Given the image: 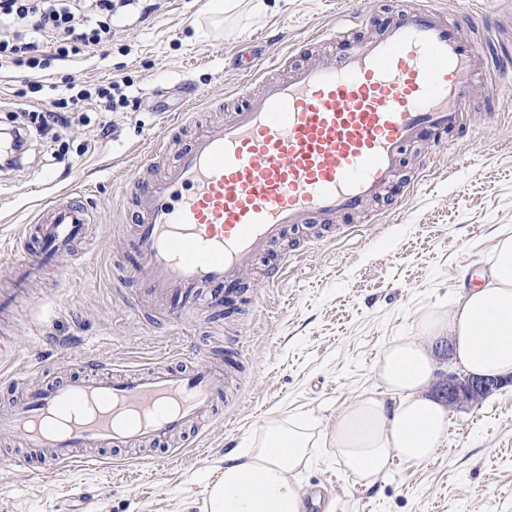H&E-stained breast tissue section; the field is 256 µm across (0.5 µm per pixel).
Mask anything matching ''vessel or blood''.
<instances>
[{
    "instance_id": "obj_1",
    "label": "vessel or blood",
    "mask_w": 512,
    "mask_h": 512,
    "mask_svg": "<svg viewBox=\"0 0 512 512\" xmlns=\"http://www.w3.org/2000/svg\"><path fill=\"white\" fill-rule=\"evenodd\" d=\"M470 4L468 37L443 10L418 6L390 16L375 37L349 42L365 14L340 11L316 38L345 40V49L284 80L267 79L257 57L239 56L238 74L261 82V93L197 129L160 175L125 181L133 213L124 271L139 298L174 322L223 307L287 227L361 212L384 199L406 147L469 131L481 35L492 30L483 0ZM93 221L79 189L42 202L16 242L31 256L20 281L72 252ZM234 377L232 365L203 357L184 370L87 361L81 373L0 409V437L19 438L52 466L83 468L98 450L169 445L216 413Z\"/></svg>"
}]
</instances>
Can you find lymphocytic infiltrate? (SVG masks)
<instances>
[{
    "label": "lymphocytic infiltrate",
    "mask_w": 512,
    "mask_h": 512,
    "mask_svg": "<svg viewBox=\"0 0 512 512\" xmlns=\"http://www.w3.org/2000/svg\"><path fill=\"white\" fill-rule=\"evenodd\" d=\"M138 0H0V64L29 70H46L85 49L112 41V20L130 11ZM65 97L52 109L30 111L28 125L10 130L12 148L0 156V172L9 173L31 146L32 136L44 142L61 139L72 126V113L86 109L100 113L126 106L128 97L120 82L96 90L77 89L67 82Z\"/></svg>",
    "instance_id": "1"
}]
</instances>
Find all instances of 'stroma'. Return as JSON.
Wrapping results in <instances>:
<instances>
[{"label":"stroma","mask_w":512,"mask_h":512,"mask_svg":"<svg viewBox=\"0 0 512 512\" xmlns=\"http://www.w3.org/2000/svg\"><path fill=\"white\" fill-rule=\"evenodd\" d=\"M156 2L148 19L135 9L114 18L111 45L56 66L44 79L45 108L69 77L128 81L129 104L109 113L108 134L97 128L98 113H86L55 146L37 144L21 170L0 181V289L11 287L25 261L13 244L41 202L82 188L97 217L78 254L60 257L0 331V407L24 387L68 375L82 358L133 369L232 354L240 360L237 386L224 398L226 413L148 461L113 448L94 468L49 469L19 440L1 438L0 512H205L225 456L248 447L267 418L305 421L322 436L347 404L377 390L385 345L413 335L423 313L447 308L485 265L496 233L512 226V100L489 88L499 63L512 65V0H485L499 60L480 76L485 90L471 110L495 109L498 117L444 148L437 168L412 191L414 156L434 145L406 149L399 179L372 213L334 218L319 225L318 238L272 247L227 307L169 322L117 269L126 237L118 226L129 206L124 180L145 172L147 143L182 113L188 90L198 93L202 119H225L227 97L240 81L238 52L275 55L293 45V63L314 60L327 47L309 37L335 22L344 0H264L259 15L253 0H239L229 14L214 12L212 0ZM23 80L0 69V129L29 108L17 95ZM287 250L299 261L285 283L266 286L264 267ZM298 484L320 493L310 512H512V385L451 410L447 440L426 464L393 461L366 485L325 446Z\"/></svg>","instance_id":"1"}]
</instances>
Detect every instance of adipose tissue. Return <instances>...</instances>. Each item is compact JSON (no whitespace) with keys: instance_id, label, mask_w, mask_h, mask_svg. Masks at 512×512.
Returning a JSON list of instances; mask_svg holds the SVG:
<instances>
[{"instance_id":"adipose-tissue-1","label":"adipose tissue","mask_w":512,"mask_h":512,"mask_svg":"<svg viewBox=\"0 0 512 512\" xmlns=\"http://www.w3.org/2000/svg\"><path fill=\"white\" fill-rule=\"evenodd\" d=\"M480 285L463 288L448 311L424 313L415 333L388 343L376 376L381 393L346 405L329 431L345 471L372 483L392 459L430 461L448 433V411L428 397L435 361L428 341L448 337L456 363L472 376L512 374V231L499 233ZM317 443L303 422L265 421L250 448L225 459L208 492L207 512H305L295 475Z\"/></svg>"}]
</instances>
